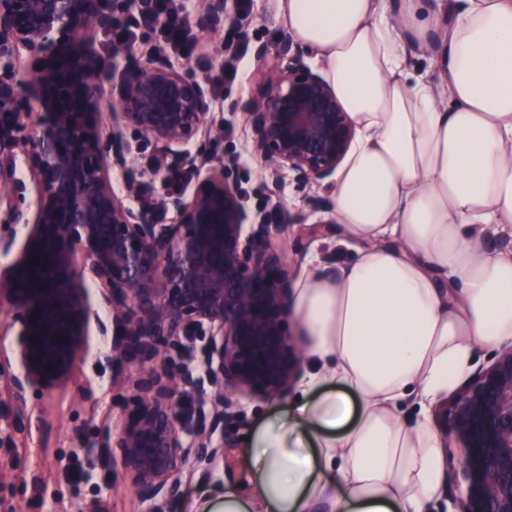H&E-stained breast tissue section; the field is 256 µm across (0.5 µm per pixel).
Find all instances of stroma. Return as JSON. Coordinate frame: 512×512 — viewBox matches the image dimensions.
<instances>
[{
  "mask_svg": "<svg viewBox=\"0 0 512 512\" xmlns=\"http://www.w3.org/2000/svg\"><path fill=\"white\" fill-rule=\"evenodd\" d=\"M237 24L220 34H207L183 52L177 63L188 64L191 73L215 78L225 66H234L235 79L212 87L214 117L224 125L222 140L211 144L212 155L234 160L245 191L244 206L255 212L266 202L273 177L251 150L250 132L241 114L225 110L231 99L248 100L254 90L252 47L270 42L282 24L274 0H248L235 11ZM281 196L290 214L306 223L328 219L324 206L332 189L324 184H302L291 174L281 173ZM318 253L325 267L333 269L349 261L353 250L343 233L314 239L295 257V278H302L311 253ZM18 325L8 300L0 301V512H144L145 506L122 477L120 461L105 464L101 452L119 427L132 393L127 370L105 363L108 341L91 330L89 349L76 360L71 378L50 393L28 392L17 402L11 376L18 368L16 335ZM287 400H242L229 428L235 434L234 447L225 449L224 459L213 468L208 482L199 478L184 481V495L171 512H188L201 486L213 492L211 506L220 512L225 483L247 488L249 476L241 462L245 441L269 419L285 411ZM23 412L25 425L14 429L13 416Z\"/></svg>",
  "mask_w": 512,
  "mask_h": 512,
  "instance_id": "35a3bbf8",
  "label": "stroma"
}]
</instances>
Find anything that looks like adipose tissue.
Instances as JSON below:
<instances>
[{"instance_id":"1","label":"adipose tissue","mask_w":512,"mask_h":512,"mask_svg":"<svg viewBox=\"0 0 512 512\" xmlns=\"http://www.w3.org/2000/svg\"><path fill=\"white\" fill-rule=\"evenodd\" d=\"M358 133L332 212L353 257L312 258L293 309L313 371L249 440L224 512H426L444 490L428 408L512 343V0H277ZM439 35L435 81L407 41ZM419 409L405 416V404Z\"/></svg>"}]
</instances>
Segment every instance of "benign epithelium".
Masks as SVG:
<instances>
[{
	"instance_id": "benign-epithelium-1",
	"label": "benign epithelium",
	"mask_w": 512,
	"mask_h": 512,
	"mask_svg": "<svg viewBox=\"0 0 512 512\" xmlns=\"http://www.w3.org/2000/svg\"><path fill=\"white\" fill-rule=\"evenodd\" d=\"M229 2L200 0L196 28L234 26ZM125 24L156 20L117 0H0V223L30 225L0 288L19 325L13 387L22 402L70 377L91 316L77 279L99 285L108 360L134 370L106 454L120 459L146 512H162L181 497L184 474L234 447L227 425L241 399L282 397L301 374L288 239L325 236L333 224L291 217L276 179L265 207L248 215L234 162L209 151L224 137L209 78L156 45L117 43L120 63L103 55L93 35ZM23 50L34 69L21 66ZM254 60L256 95L227 104L244 111L253 154L299 183L335 182L355 126L326 75L304 62L288 29L255 46ZM123 129L158 152L120 196L110 171L128 168ZM172 154L187 189L171 198L166 221L154 216L144 177L170 178ZM198 408L209 419L199 431L190 427ZM443 418L459 448L461 512H512V345L455 390Z\"/></svg>"
}]
</instances>
